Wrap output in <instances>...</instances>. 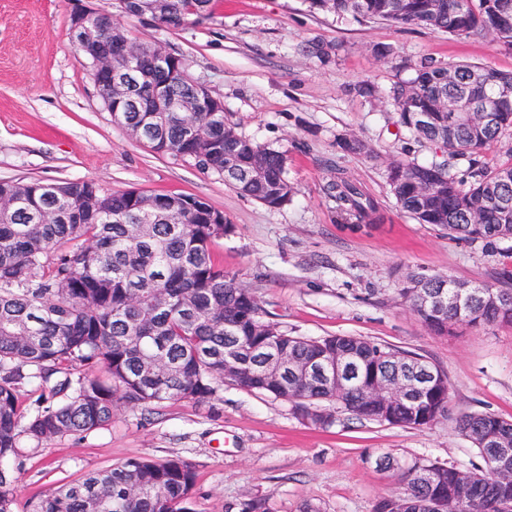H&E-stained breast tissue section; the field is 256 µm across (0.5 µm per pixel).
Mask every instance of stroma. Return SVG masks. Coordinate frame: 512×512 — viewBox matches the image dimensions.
<instances>
[{
    "instance_id": "obj_1",
    "label": "stroma",
    "mask_w": 512,
    "mask_h": 512,
    "mask_svg": "<svg viewBox=\"0 0 512 512\" xmlns=\"http://www.w3.org/2000/svg\"><path fill=\"white\" fill-rule=\"evenodd\" d=\"M116 3L95 0L133 41L183 56L239 134L287 150L292 200L270 208L242 197L113 123L71 41L65 0H0V179L92 180L109 191L203 198L234 227L216 246V261L275 320L303 336H362L421 355L446 374L454 414L512 419V325L439 336L399 294L412 273L504 287L512 247L416 223L386 181L391 161L441 155L396 124L391 89L413 77L414 64L428 58L510 72L512 50L482 36L313 13L304 0H213L210 22L179 29L119 12ZM360 85L371 96L358 95ZM344 137L362 140L367 154L342 150ZM340 172L378 203L381 223L337 222L327 186ZM139 456L192 462L195 512H237L253 498L266 499L271 512H298L306 501L322 512H372L395 488L380 457L461 468L478 460L451 418L405 429L341 411L333 426L318 428L297 420L286 402L227 386L210 408L185 400L152 410L127 405L104 429L43 444L21 459L17 500Z\"/></svg>"
}]
</instances>
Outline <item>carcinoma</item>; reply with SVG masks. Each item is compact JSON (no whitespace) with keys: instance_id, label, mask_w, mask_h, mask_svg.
Returning a JSON list of instances; mask_svg holds the SVG:
<instances>
[{"instance_id":"obj_1","label":"carcinoma","mask_w":512,"mask_h":512,"mask_svg":"<svg viewBox=\"0 0 512 512\" xmlns=\"http://www.w3.org/2000/svg\"><path fill=\"white\" fill-rule=\"evenodd\" d=\"M157 22L168 28L212 19V0H156ZM311 10L351 14L395 25L419 24L454 36H491L512 49V0H305ZM91 26L112 35L113 58L127 38L113 15L99 11ZM144 44L140 67L169 97L196 88L152 67ZM481 111L500 99L492 125L448 127L441 97ZM399 125L417 142L435 145L448 161H394L387 182L398 207L420 224L461 240L512 241V160L492 167L475 155L512 131V74L471 63L441 66L424 60L415 77L393 88ZM429 121L420 120L421 115ZM205 138L191 140L181 112L165 114L156 154L192 163L238 194L265 206L287 204L293 188L287 154L238 134L223 112H197ZM467 165V177L456 165ZM47 197L43 182L0 180V199L22 203L0 213V512H194L195 466L182 458L148 457L64 484L17 510L14 464L24 449L112 422L115 407L188 400L213 406L228 384L291 404L307 425L329 427L334 410L359 420L420 429L450 415L448 379L424 372L425 358L357 336L306 337L270 317L256 295L214 261V247L233 232L224 214L202 198L105 191L89 180L63 182ZM347 224H374L378 205L344 176L328 185ZM44 209L56 212L47 224ZM400 295L437 335L457 326L512 323V289L408 276ZM276 349L299 367L347 357L336 381L297 376L277 380L266 365ZM412 373L417 387L405 398L375 399L379 386ZM30 391L38 397L24 404ZM455 429L480 462L469 469L414 458L396 465L397 491L372 512H509L512 506V420L491 412L464 413Z\"/></svg>"}]
</instances>
